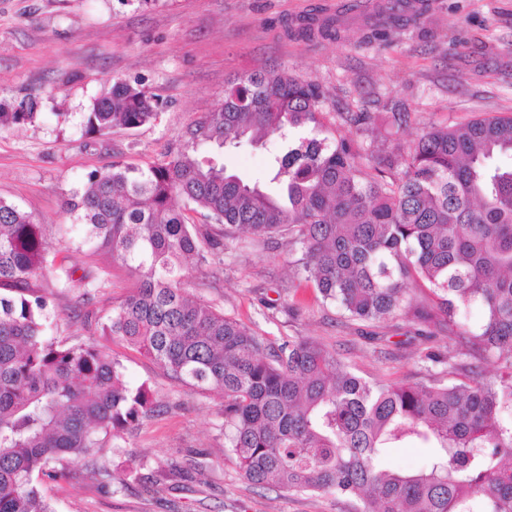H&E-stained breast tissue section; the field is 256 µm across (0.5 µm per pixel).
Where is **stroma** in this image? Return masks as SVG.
<instances>
[{
    "label": "stroma",
    "instance_id": "1",
    "mask_svg": "<svg viewBox=\"0 0 512 512\" xmlns=\"http://www.w3.org/2000/svg\"><path fill=\"white\" fill-rule=\"evenodd\" d=\"M420 24L393 30L385 46L367 44L375 0H0V101L34 100L37 118L0 131V198L43 226L63 267H93L105 283L90 305L80 287L52 297L51 333L96 345L118 359L130 387L148 384L157 409L118 444L150 471L185 467L208 452L200 481L154 494L140 481L103 493L87 472L47 483L56 512H346L326 495L256 490L224 454L223 398L175 386L147 356L94 333L86 309L107 312L132 279L121 263L79 249L68 195L94 171L162 159L201 115L220 105L229 81L277 68L319 83L329 103L376 112L403 102L409 125L400 144L431 125L512 116V0H425ZM335 18L341 36L288 34L297 18ZM120 79L158 102L155 122L106 135L86 132L94 100ZM273 146L224 152V165L267 182ZM302 250L287 236L226 241L207 265L189 264L184 288L272 339L310 337L367 379L425 382L427 349L448 339L416 336L403 317L368 326L322 300L302 271Z\"/></svg>",
    "mask_w": 512,
    "mask_h": 512
}]
</instances>
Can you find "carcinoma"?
<instances>
[{"label": "carcinoma", "mask_w": 512, "mask_h": 512, "mask_svg": "<svg viewBox=\"0 0 512 512\" xmlns=\"http://www.w3.org/2000/svg\"><path fill=\"white\" fill-rule=\"evenodd\" d=\"M319 84L281 70L231 82L224 102L188 128L167 159L119 162L87 176L65 201L81 244L135 278L100 328L152 359L174 384L224 395L225 453L255 488L329 494L355 512H512V117L434 127L392 142L410 112H335L326 127ZM158 112L116 80L85 115L91 132L133 129ZM34 104H0V129L31 122ZM281 142L270 192L227 171L205 147ZM208 223L188 222L186 210ZM293 234L320 296L355 321L412 314L415 335L456 337L424 358L442 366L419 385L369 381L318 342L277 343L181 288L224 241ZM54 265L42 227L0 199V512H54L41 483L87 470L104 492L128 478L156 493L183 469L117 468L106 438L152 416L151 388L127 386L122 365L94 345L48 335V295L73 282ZM480 311L471 320L472 310ZM497 365L485 380L478 363ZM429 449L417 472L384 467L387 449Z\"/></svg>", "instance_id": "cac0c4a2"}]
</instances>
